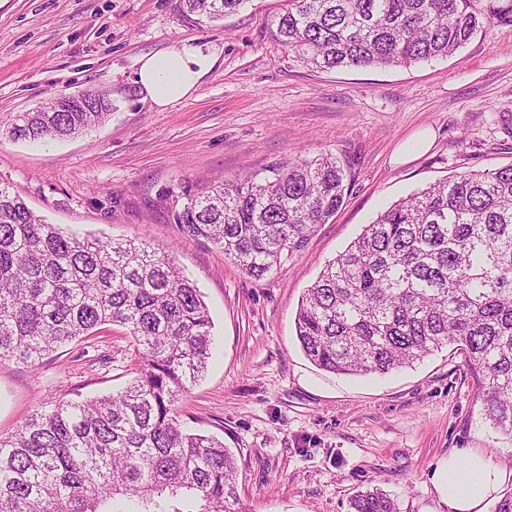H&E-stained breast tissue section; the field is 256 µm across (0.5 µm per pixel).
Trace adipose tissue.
I'll return each mask as SVG.
<instances>
[{
	"mask_svg": "<svg viewBox=\"0 0 512 512\" xmlns=\"http://www.w3.org/2000/svg\"><path fill=\"white\" fill-rule=\"evenodd\" d=\"M217 53L206 45L183 44L139 59L138 79L153 105L164 108L197 90ZM512 472L477 454L449 456L433 474V484L450 512H485Z\"/></svg>",
	"mask_w": 512,
	"mask_h": 512,
	"instance_id": "adipose-tissue-1",
	"label": "adipose tissue"
}]
</instances>
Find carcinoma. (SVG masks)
<instances>
[{
	"mask_svg": "<svg viewBox=\"0 0 512 512\" xmlns=\"http://www.w3.org/2000/svg\"><path fill=\"white\" fill-rule=\"evenodd\" d=\"M205 23L246 0H181ZM288 0L277 34L319 70L401 67L447 57L481 28L512 19V0ZM19 113L14 139L55 140L101 124L107 99L65 97ZM336 159L297 158L269 177L246 174L187 189L173 222L262 278L301 250L344 204ZM106 324L136 344L138 376L121 392L41 404L0 440V512H169L190 492L197 512H241L236 459L186 431L173 407L208 367L211 320L169 251L103 241L34 214L0 184V361L34 366ZM304 354L323 370L385 374L457 343L485 418L512 436V165L468 171L381 213L306 289L295 317ZM350 512H395L367 490Z\"/></svg>",
	"mask_w": 512,
	"mask_h": 512,
	"instance_id": "cac0c4a2",
	"label": "carcinoma"
}]
</instances>
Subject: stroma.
Here are the masks:
<instances>
[{
	"instance_id": "35a3bbf8",
	"label": "stroma",
	"mask_w": 512,
	"mask_h": 512,
	"mask_svg": "<svg viewBox=\"0 0 512 512\" xmlns=\"http://www.w3.org/2000/svg\"><path fill=\"white\" fill-rule=\"evenodd\" d=\"M286 0H245L205 24L180 0H0V125L49 98L97 90L99 127L67 140L0 134V183L48 223L103 240L169 248L212 319L213 358L174 406L191 431L238 461L241 512H349L380 489L396 512H448L432 478L451 455L512 468V436L482 414L456 344L385 375L324 371L303 353L295 315L306 288L399 199L449 176L512 165V22L456 53L409 67L304 66L277 39ZM220 51L190 98L159 109L136 83L143 54L186 42ZM326 154L350 175L345 202L262 279L182 234L167 192L296 156ZM117 326L39 365L0 363V438L38 402L99 397L136 376Z\"/></svg>"
}]
</instances>
